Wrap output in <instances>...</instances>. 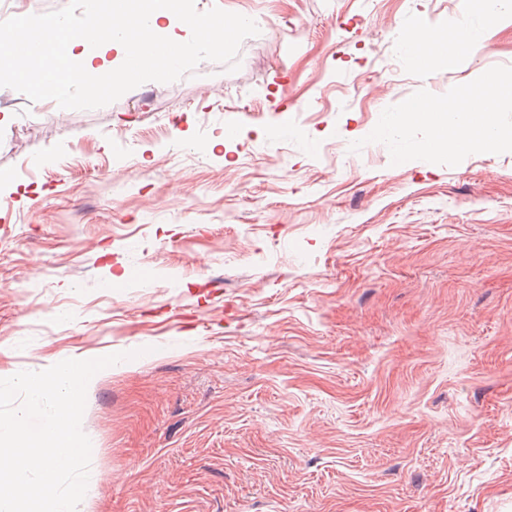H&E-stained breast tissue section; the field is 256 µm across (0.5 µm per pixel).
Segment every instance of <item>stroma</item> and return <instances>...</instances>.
I'll return each mask as SVG.
<instances>
[{"mask_svg":"<svg viewBox=\"0 0 512 512\" xmlns=\"http://www.w3.org/2000/svg\"><path fill=\"white\" fill-rule=\"evenodd\" d=\"M186 10L246 24L104 97L23 93L0 58V378L135 352L87 392L91 512H512V147L375 137L512 80V10ZM463 18L485 51L404 64ZM414 35L413 40H407V45H411L414 40H418V47L421 51L427 54L438 53L439 45L441 42L447 40L448 30L428 31L418 28L410 32Z\"/></svg>","mask_w":512,"mask_h":512,"instance_id":"1","label":"stroma"}]
</instances>
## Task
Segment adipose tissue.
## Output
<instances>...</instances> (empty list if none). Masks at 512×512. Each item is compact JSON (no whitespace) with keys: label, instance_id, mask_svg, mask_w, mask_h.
<instances>
[{"label":"adipose tissue","instance_id":"obj_1","mask_svg":"<svg viewBox=\"0 0 512 512\" xmlns=\"http://www.w3.org/2000/svg\"><path fill=\"white\" fill-rule=\"evenodd\" d=\"M139 10L145 13L149 24L147 34L156 41L169 45L177 44L174 32L177 25H187L191 38L187 47L201 44L204 29L198 21L189 20L181 8L173 6L171 0H136ZM12 37L26 36L39 45L36 61L14 59L13 76L20 86L29 92L40 88H51L55 94L64 93L70 86L68 73L73 63H80L85 78L97 82L101 72L95 66L96 58L104 56L111 42L117 41L123 48L132 45L131 36H103L95 47L86 46L83 38L71 30L52 26L50 19L26 23L12 30ZM491 99L495 103H512V81L495 77L486 78L480 89L466 96L445 98L425 97L410 103L397 120L406 129L426 128L434 130L436 148L450 146L477 147L494 151L503 146H512V133L499 129L498 114L492 113L480 119L469 114L473 100Z\"/></svg>","mask_w":512,"mask_h":512}]
</instances>
